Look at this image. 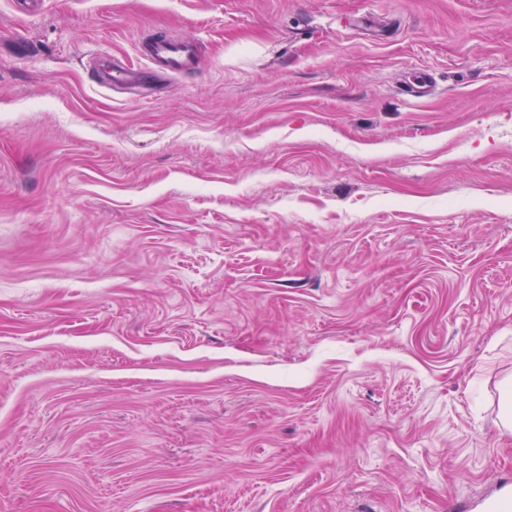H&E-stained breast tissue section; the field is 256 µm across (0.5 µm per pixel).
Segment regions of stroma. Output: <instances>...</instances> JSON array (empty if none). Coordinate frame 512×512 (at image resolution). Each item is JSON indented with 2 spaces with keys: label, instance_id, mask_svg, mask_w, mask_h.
Instances as JSON below:
<instances>
[{
  "label": "stroma",
  "instance_id": "obj_1",
  "mask_svg": "<svg viewBox=\"0 0 512 512\" xmlns=\"http://www.w3.org/2000/svg\"><path fill=\"white\" fill-rule=\"evenodd\" d=\"M510 384L512 0H0V512H483ZM140 54L148 61L146 70L128 61L103 59L95 69L100 87L145 85L167 79L200 65V53L195 42L175 39L166 34L142 44Z\"/></svg>",
  "mask_w": 512,
  "mask_h": 512
}]
</instances>
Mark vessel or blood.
<instances>
[{
  "label": "vessel or blood",
  "instance_id": "b4317fda",
  "mask_svg": "<svg viewBox=\"0 0 512 512\" xmlns=\"http://www.w3.org/2000/svg\"><path fill=\"white\" fill-rule=\"evenodd\" d=\"M141 54L149 63L144 70L123 60H101L95 69L98 85H145L200 64V53L195 42L175 39L165 34L142 44ZM486 507L488 512H512V482L506 480L496 486Z\"/></svg>",
  "mask_w": 512,
  "mask_h": 512
}]
</instances>
